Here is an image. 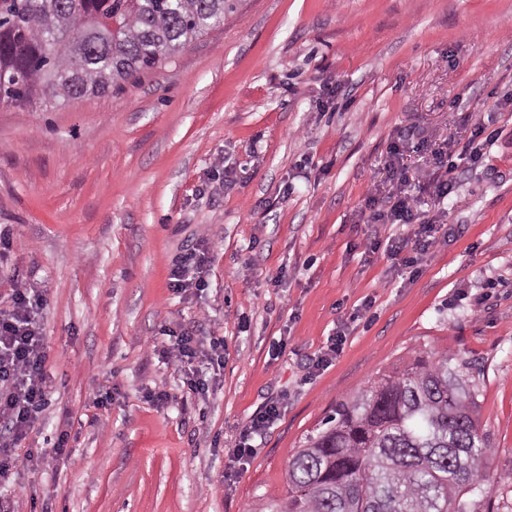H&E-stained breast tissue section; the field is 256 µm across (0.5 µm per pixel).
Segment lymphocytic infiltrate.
<instances>
[{
	"label": "lymphocytic infiltrate",
	"mask_w": 512,
	"mask_h": 512,
	"mask_svg": "<svg viewBox=\"0 0 512 512\" xmlns=\"http://www.w3.org/2000/svg\"><path fill=\"white\" fill-rule=\"evenodd\" d=\"M389 190L373 186L366 196L372 221L418 223L415 242L398 238L387 245L370 243L371 251L382 250L399 259L403 269L415 270L418 256L424 253L436 235L431 221H417L409 205L411 182L397 159L385 165ZM209 262L208 249L192 252L173 263L168 286L176 293L203 292L209 283L203 269ZM47 307L45 293L14 282L10 305L0 308V482L8 481L16 462V450L39 419L48 401L49 380L45 371L47 351L41 333V321ZM165 358L178 366L202 359L210 366H223L224 341L214 337L202 341L189 334L176 336L164 349Z\"/></svg>",
	"instance_id": "lymphocytic-infiltrate-1"
}]
</instances>
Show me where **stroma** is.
Segmentation results:
<instances>
[{
	"label": "stroma",
	"instance_id": "1",
	"mask_svg": "<svg viewBox=\"0 0 512 512\" xmlns=\"http://www.w3.org/2000/svg\"><path fill=\"white\" fill-rule=\"evenodd\" d=\"M395 145L410 179L437 149L456 177L412 197L454 229L414 276L366 249L413 225L360 219ZM0 231V308L13 275L45 291L52 381L13 512H262L337 401L416 350L473 363L479 512H512V0H242L106 94L0 104ZM205 235L208 288L172 292ZM186 330L224 340L203 395L162 354ZM276 416V409L269 408L264 413L258 414L253 418L249 429L245 430L241 434V441L237 448V458H244L251 454L252 445L248 443L250 435L259 433L262 429L268 425L273 418Z\"/></svg>",
	"mask_w": 512,
	"mask_h": 512
}]
</instances>
